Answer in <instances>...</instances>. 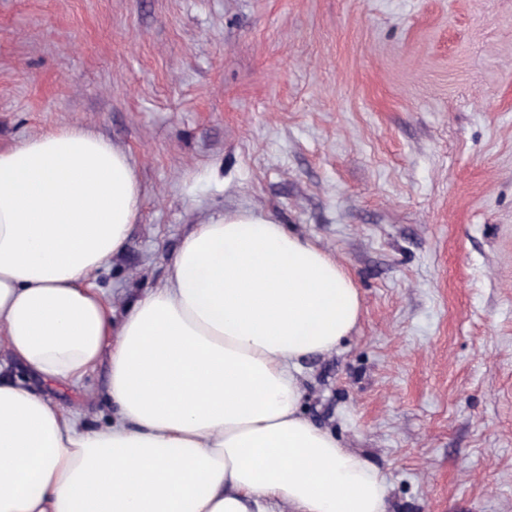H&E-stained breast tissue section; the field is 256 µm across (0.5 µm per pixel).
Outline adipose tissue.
<instances>
[{
  "mask_svg": "<svg viewBox=\"0 0 512 512\" xmlns=\"http://www.w3.org/2000/svg\"><path fill=\"white\" fill-rule=\"evenodd\" d=\"M141 204L131 157L82 128L0 149V348L67 386L108 359L114 407L88 430L0 378V512H387L378 470L301 410V361L358 322L348 272L228 211L119 314L89 280Z\"/></svg>",
  "mask_w": 512,
  "mask_h": 512,
  "instance_id": "obj_1",
  "label": "adipose tissue"
}]
</instances>
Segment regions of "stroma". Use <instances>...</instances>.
Here are the masks:
<instances>
[{
    "label": "stroma",
    "instance_id": "35a3bbf8",
    "mask_svg": "<svg viewBox=\"0 0 512 512\" xmlns=\"http://www.w3.org/2000/svg\"><path fill=\"white\" fill-rule=\"evenodd\" d=\"M79 126L143 188L115 307L225 211L342 265L359 321L303 362L304 413L383 476L388 512H512V0H0V148ZM14 378L86 428L79 387Z\"/></svg>",
    "mask_w": 512,
    "mask_h": 512
}]
</instances>
